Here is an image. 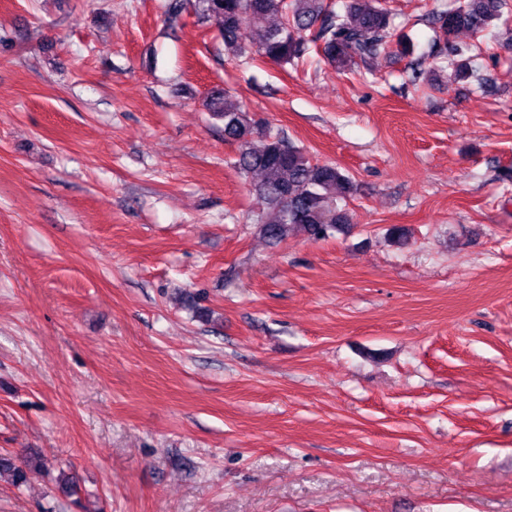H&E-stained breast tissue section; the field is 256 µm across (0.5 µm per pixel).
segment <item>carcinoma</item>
I'll return each instance as SVG.
<instances>
[{"label": "carcinoma", "instance_id": "1", "mask_svg": "<svg viewBox=\"0 0 512 512\" xmlns=\"http://www.w3.org/2000/svg\"><path fill=\"white\" fill-rule=\"evenodd\" d=\"M507 9L508 0H458L454 7L433 12L431 23L443 50L430 70L413 72V80L430 84L441 73L450 82L471 77L472 57L448 45L449 38L459 31L477 35L506 22ZM198 16L220 23L227 54L254 52L283 66L298 64L312 51L338 71L366 65L382 53L414 52L410 39L395 35L386 0H342L338 8L327 0H198ZM256 19L267 25L255 27ZM205 109L224 122V138L238 144L236 167L259 176L254 191L264 209L258 223L268 241L279 243L291 232L324 240L353 224L348 201L356 186L339 167L314 161L304 149L271 133L223 88L210 92ZM37 464L36 458L0 454V473L9 474L18 489Z\"/></svg>", "mask_w": 512, "mask_h": 512}]
</instances>
